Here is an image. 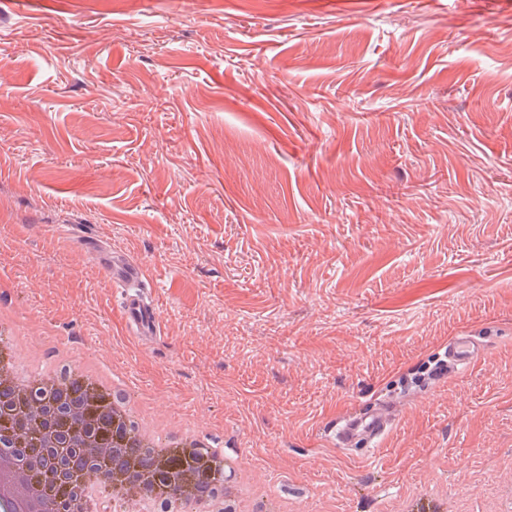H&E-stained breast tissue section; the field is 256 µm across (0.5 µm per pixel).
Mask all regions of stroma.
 <instances>
[{"mask_svg":"<svg viewBox=\"0 0 512 512\" xmlns=\"http://www.w3.org/2000/svg\"><path fill=\"white\" fill-rule=\"evenodd\" d=\"M1 65L25 350L114 369L294 512L512 491V0H0ZM462 332L479 364L435 379ZM381 401L379 450L329 445ZM112 281L123 287H139L144 283L145 275L141 266L134 260L112 257V251L96 255ZM123 312L129 328L137 336H152L158 328V315L146 299L127 294L123 299Z\"/></svg>","mask_w":512,"mask_h":512,"instance_id":"stroma-1","label":"stroma"}]
</instances>
